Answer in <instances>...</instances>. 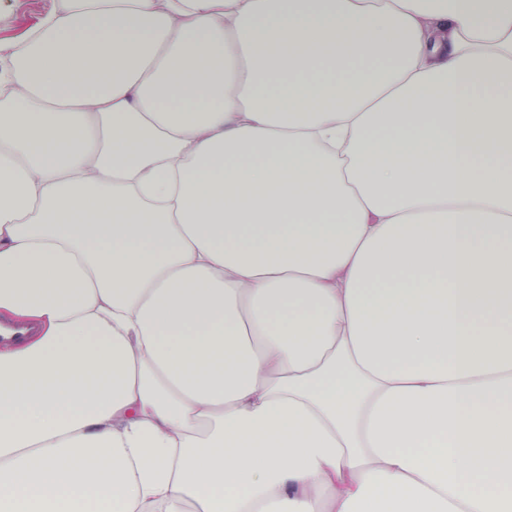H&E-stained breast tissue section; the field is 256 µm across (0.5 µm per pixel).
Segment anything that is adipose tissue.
Returning a JSON list of instances; mask_svg holds the SVG:
<instances>
[{
	"label": "adipose tissue",
	"mask_w": 512,
	"mask_h": 512,
	"mask_svg": "<svg viewBox=\"0 0 512 512\" xmlns=\"http://www.w3.org/2000/svg\"><path fill=\"white\" fill-rule=\"evenodd\" d=\"M0 71V512H512V0H63Z\"/></svg>",
	"instance_id": "adipose-tissue-1"
}]
</instances>
